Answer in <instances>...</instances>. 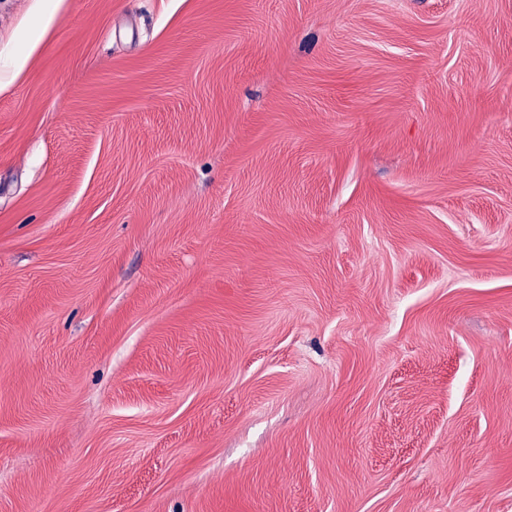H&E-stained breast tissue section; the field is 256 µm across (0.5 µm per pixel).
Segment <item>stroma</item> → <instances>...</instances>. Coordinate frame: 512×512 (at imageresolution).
<instances>
[{
  "label": "stroma",
  "instance_id": "35a3bbf8",
  "mask_svg": "<svg viewBox=\"0 0 512 512\" xmlns=\"http://www.w3.org/2000/svg\"><path fill=\"white\" fill-rule=\"evenodd\" d=\"M49 3L0 512H512V0Z\"/></svg>",
  "mask_w": 512,
  "mask_h": 512
}]
</instances>
